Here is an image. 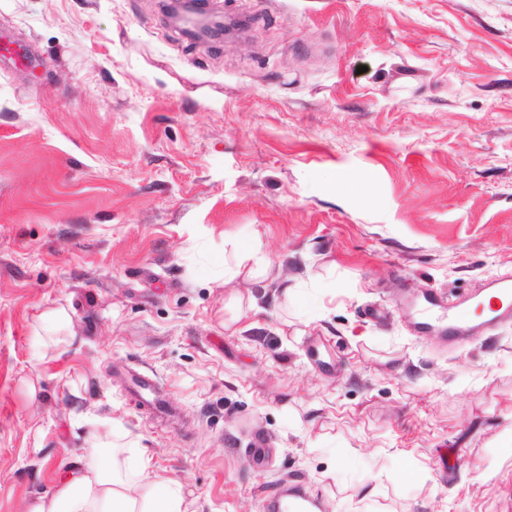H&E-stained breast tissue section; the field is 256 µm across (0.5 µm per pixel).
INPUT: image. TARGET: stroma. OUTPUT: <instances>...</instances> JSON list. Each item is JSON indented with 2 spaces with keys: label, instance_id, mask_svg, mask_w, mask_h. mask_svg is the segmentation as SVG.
Masks as SVG:
<instances>
[{
  "label": "stroma",
  "instance_id": "obj_1",
  "mask_svg": "<svg viewBox=\"0 0 512 512\" xmlns=\"http://www.w3.org/2000/svg\"><path fill=\"white\" fill-rule=\"evenodd\" d=\"M0 0V512L90 435L196 512H512V324L449 342L415 308L512 278V0ZM272 267L224 328V255ZM312 288L295 306L282 280ZM65 314L56 336L42 315ZM151 375L174 417L133 392ZM271 449L264 461L254 439ZM167 16L173 23L183 24L182 32L194 42H207L238 26L235 21L224 26V17L212 14L201 0L173 1L167 6Z\"/></svg>",
  "mask_w": 512,
  "mask_h": 512
}]
</instances>
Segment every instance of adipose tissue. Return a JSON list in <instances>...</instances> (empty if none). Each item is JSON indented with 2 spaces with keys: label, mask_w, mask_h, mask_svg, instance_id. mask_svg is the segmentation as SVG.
<instances>
[{
  "label": "adipose tissue",
  "mask_w": 512,
  "mask_h": 512,
  "mask_svg": "<svg viewBox=\"0 0 512 512\" xmlns=\"http://www.w3.org/2000/svg\"><path fill=\"white\" fill-rule=\"evenodd\" d=\"M264 285L269 266L257 240L237 245L224 262V279ZM28 512H194L182 484L153 471L148 460L121 456L110 438H94L83 456L60 474L53 491Z\"/></svg>",
  "instance_id": "ef3b65f1"
}]
</instances>
